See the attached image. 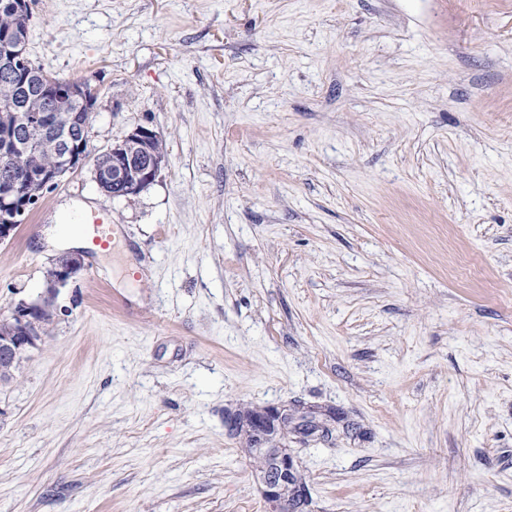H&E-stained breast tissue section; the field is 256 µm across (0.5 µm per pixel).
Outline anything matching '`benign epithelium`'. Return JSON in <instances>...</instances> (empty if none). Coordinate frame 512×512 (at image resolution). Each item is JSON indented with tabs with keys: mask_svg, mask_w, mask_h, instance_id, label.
<instances>
[{
	"mask_svg": "<svg viewBox=\"0 0 512 512\" xmlns=\"http://www.w3.org/2000/svg\"><path fill=\"white\" fill-rule=\"evenodd\" d=\"M0 42L9 47L0 56V66L19 72L29 60L28 37L20 36L12 19L0 21ZM51 90L62 100L71 99L86 107L95 100V91L86 81L46 77L44 86L28 88L20 83L0 105V157L11 162L24 179L19 191L0 192V242L12 238L25 220L27 210L38 202L37 194L56 185L66 174L82 167L90 158L88 136L77 139L69 127L44 123L41 109L43 94ZM160 140L155 130L138 126L123 142L112 146V166L94 165L99 187L118 188L114 198L137 196L156 180L163 158L154 144ZM83 269L78 251L56 257L45 271V291L38 299L21 301L0 315V382L15 378L20 362L37 348L47 335V319H55V299L59 290ZM246 426L259 463L265 499L272 512H302L307 493L298 479L294 457L282 444L288 436V408H271L246 418Z\"/></svg>",
	"mask_w": 512,
	"mask_h": 512,
	"instance_id": "1",
	"label": "benign epithelium"
}]
</instances>
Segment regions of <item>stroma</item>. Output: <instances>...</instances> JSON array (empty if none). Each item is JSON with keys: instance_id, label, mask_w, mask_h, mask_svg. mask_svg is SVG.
Listing matches in <instances>:
<instances>
[{"instance_id": "1", "label": "stroma", "mask_w": 512, "mask_h": 512, "mask_svg": "<svg viewBox=\"0 0 512 512\" xmlns=\"http://www.w3.org/2000/svg\"><path fill=\"white\" fill-rule=\"evenodd\" d=\"M29 57L147 126L0 244L36 298L58 208L111 248L0 384V512H269L235 414L288 408L305 512H512V0H29ZM160 134L152 128L139 126L128 133L122 142L112 146V153L99 154L103 163L112 162V167H102L94 162V178L98 186L112 184L108 191L112 197L128 198L137 196L156 180L164 158L159 157L154 144L160 140ZM136 146L127 149L124 143ZM121 187L119 191L113 190Z\"/></svg>"}]
</instances>
